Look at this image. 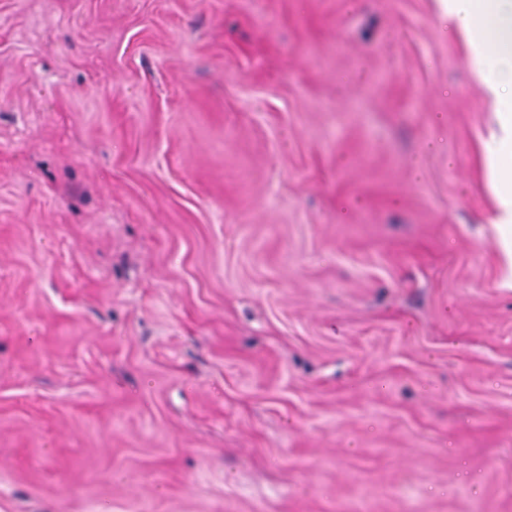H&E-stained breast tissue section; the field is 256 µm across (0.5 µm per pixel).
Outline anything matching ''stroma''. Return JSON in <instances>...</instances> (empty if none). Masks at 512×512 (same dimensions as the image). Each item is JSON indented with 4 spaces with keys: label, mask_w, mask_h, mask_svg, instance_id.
Wrapping results in <instances>:
<instances>
[{
    "label": "stroma",
    "mask_w": 512,
    "mask_h": 512,
    "mask_svg": "<svg viewBox=\"0 0 512 512\" xmlns=\"http://www.w3.org/2000/svg\"><path fill=\"white\" fill-rule=\"evenodd\" d=\"M492 110L437 0H0V512H512Z\"/></svg>",
    "instance_id": "stroma-1"
}]
</instances>
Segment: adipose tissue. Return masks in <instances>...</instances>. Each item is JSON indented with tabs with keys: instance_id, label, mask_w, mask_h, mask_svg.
<instances>
[{
	"instance_id": "1",
	"label": "adipose tissue",
	"mask_w": 512,
	"mask_h": 512,
	"mask_svg": "<svg viewBox=\"0 0 512 512\" xmlns=\"http://www.w3.org/2000/svg\"><path fill=\"white\" fill-rule=\"evenodd\" d=\"M441 18L467 42L474 77L485 87L498 112L496 126L483 139L491 189L498 213L492 220L495 242L506 265L504 282L512 286V75L496 62L512 53V24H502L506 0H439Z\"/></svg>"
}]
</instances>
